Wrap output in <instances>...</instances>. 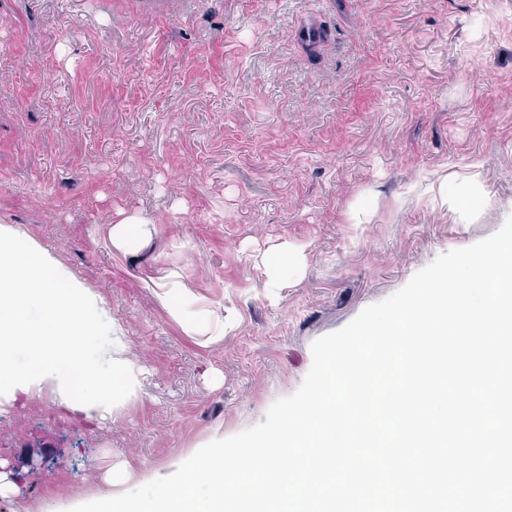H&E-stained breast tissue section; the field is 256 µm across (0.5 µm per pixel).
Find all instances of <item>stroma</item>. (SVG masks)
<instances>
[{"mask_svg":"<svg viewBox=\"0 0 512 512\" xmlns=\"http://www.w3.org/2000/svg\"><path fill=\"white\" fill-rule=\"evenodd\" d=\"M475 173L449 209L440 184ZM134 213L152 234L117 251ZM511 216L512 0H0V227L96 294L140 370L86 414L47 383L0 396V512L137 488L264 421L314 340ZM283 242L303 261L272 288ZM168 272L235 326L187 333ZM151 221L140 215H128L110 225L112 246L118 251H130L152 234Z\"/></svg>","mask_w":512,"mask_h":512,"instance_id":"35a3bbf8","label":"stroma"}]
</instances>
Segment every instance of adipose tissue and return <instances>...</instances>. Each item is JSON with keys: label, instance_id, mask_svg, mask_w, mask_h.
Returning <instances> with one entry per match:
<instances>
[{"label": "adipose tissue", "instance_id": "obj_1", "mask_svg": "<svg viewBox=\"0 0 512 512\" xmlns=\"http://www.w3.org/2000/svg\"><path fill=\"white\" fill-rule=\"evenodd\" d=\"M157 298L171 318L198 336H223L230 321L229 316L200 305L192 294L178 281L176 275L160 277L156 283Z\"/></svg>", "mask_w": 512, "mask_h": 512}]
</instances>
